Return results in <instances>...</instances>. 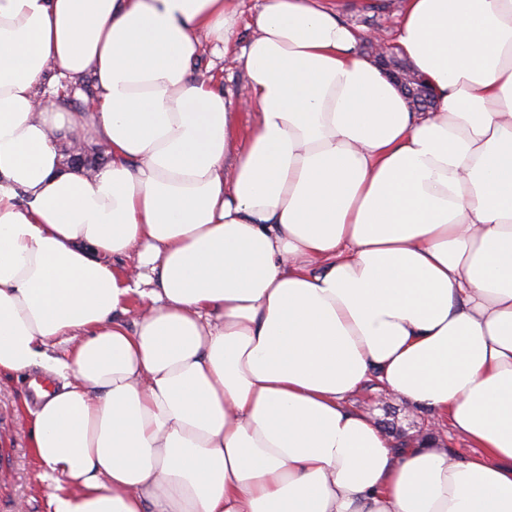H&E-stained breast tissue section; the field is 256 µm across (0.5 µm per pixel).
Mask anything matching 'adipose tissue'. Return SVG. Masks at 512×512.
<instances>
[{
  "instance_id": "ef3b65f1",
  "label": "adipose tissue",
  "mask_w": 512,
  "mask_h": 512,
  "mask_svg": "<svg viewBox=\"0 0 512 512\" xmlns=\"http://www.w3.org/2000/svg\"><path fill=\"white\" fill-rule=\"evenodd\" d=\"M342 8L264 0L240 48L237 0H0V372L56 381L49 512H512V0H401L428 112ZM372 374L474 454L395 452ZM218 74V84L225 95L232 99H245L248 95L247 76L243 67L233 59L226 57L218 60L206 51L198 63L194 76L207 79L210 74Z\"/></svg>"
}]
</instances>
